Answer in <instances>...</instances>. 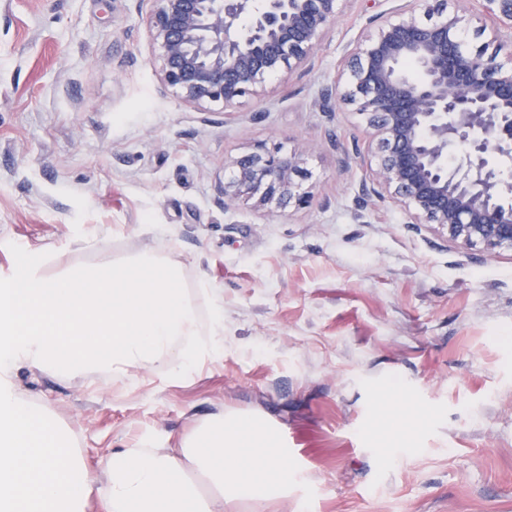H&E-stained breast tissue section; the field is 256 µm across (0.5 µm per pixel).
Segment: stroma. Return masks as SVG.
I'll return each instance as SVG.
<instances>
[{"label":"stroma","mask_w":512,"mask_h":512,"mask_svg":"<svg viewBox=\"0 0 512 512\" xmlns=\"http://www.w3.org/2000/svg\"><path fill=\"white\" fill-rule=\"evenodd\" d=\"M395 4L341 0L309 61L224 112L161 85L152 0H0V280L24 251L54 271L151 248L200 318L224 302V354L186 380L19 373L90 466L221 409L288 438L287 497L234 512H512V252L378 201L361 118L322 109ZM260 145L305 149L306 208H225L226 161Z\"/></svg>","instance_id":"1"}]
</instances>
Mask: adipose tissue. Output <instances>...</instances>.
<instances>
[{
    "mask_svg": "<svg viewBox=\"0 0 512 512\" xmlns=\"http://www.w3.org/2000/svg\"><path fill=\"white\" fill-rule=\"evenodd\" d=\"M25 252L0 289V512H224L288 492L272 435L249 418L211 414L178 447L108 449L101 471L79 457L54 412L18 391L24 368L128 377L134 367L182 378L224 351V307L201 330L179 267L147 249L90 268L47 271Z\"/></svg>",
    "mask_w": 512,
    "mask_h": 512,
    "instance_id": "ef3b65f1",
    "label": "adipose tissue"
}]
</instances>
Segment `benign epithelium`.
I'll return each mask as SVG.
<instances>
[{"mask_svg":"<svg viewBox=\"0 0 512 512\" xmlns=\"http://www.w3.org/2000/svg\"><path fill=\"white\" fill-rule=\"evenodd\" d=\"M147 27L162 85L183 103L226 110L304 64L340 0H153ZM349 51L335 102L362 117L380 200L448 241L512 251V0H481L498 50L472 49L466 8L410 0ZM464 147L459 162L452 152ZM303 153L279 146L225 165L224 207L310 201Z\"/></svg>","mask_w":512,"mask_h":512,"instance_id":"7a95c632","label":"benign epithelium"}]
</instances>
